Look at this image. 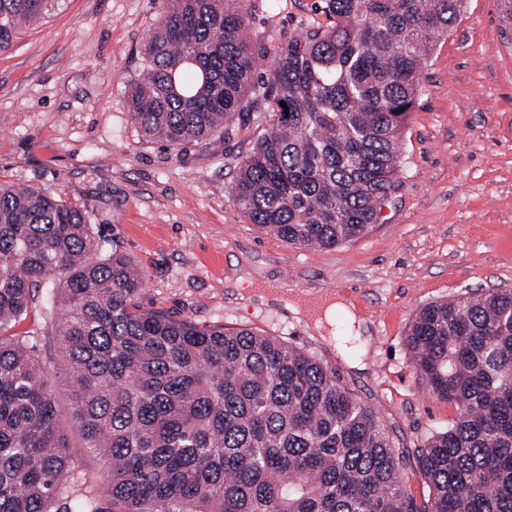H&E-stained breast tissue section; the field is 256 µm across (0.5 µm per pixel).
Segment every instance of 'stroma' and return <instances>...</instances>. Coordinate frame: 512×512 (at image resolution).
Masks as SVG:
<instances>
[{"instance_id": "35a3bbf8", "label": "stroma", "mask_w": 512, "mask_h": 512, "mask_svg": "<svg viewBox=\"0 0 512 512\" xmlns=\"http://www.w3.org/2000/svg\"><path fill=\"white\" fill-rule=\"evenodd\" d=\"M268 76L289 38L329 18L320 0H245ZM161 0H57L0 53V183L47 188L87 210L105 239L146 273L144 307L200 324L278 336L315 354L375 414L417 501L430 497L417 450L457 416L418 378L405 343L423 306L461 293L512 289V39L498 0H467L434 45L401 131V167L375 223L326 249L288 243L232 200L244 157L271 121L250 105L229 136L183 151L146 140L132 123L126 82L161 18ZM337 292L364 320L315 329L283 302ZM39 292L16 333L54 359ZM73 499L112 505L99 461L69 428Z\"/></svg>"}]
</instances>
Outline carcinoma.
I'll return each instance as SVG.
<instances>
[{
    "label": "carcinoma",
    "instance_id": "obj_1",
    "mask_svg": "<svg viewBox=\"0 0 512 512\" xmlns=\"http://www.w3.org/2000/svg\"><path fill=\"white\" fill-rule=\"evenodd\" d=\"M56 0H0V52ZM332 24L288 42L265 81L243 0H164L127 86L141 134L181 150L229 134L247 94L271 128L232 200L303 247L374 223L434 38L464 0H321ZM286 106H281V103ZM145 280L81 208L0 184V512H71L70 419L121 512H512V289L423 307L405 337L458 416L418 450L419 505L368 408L306 351L248 328L146 309ZM42 288L56 359L9 335Z\"/></svg>",
    "mask_w": 512,
    "mask_h": 512
}]
</instances>
